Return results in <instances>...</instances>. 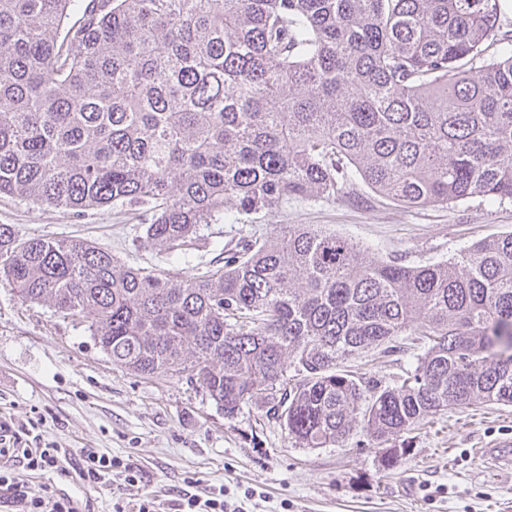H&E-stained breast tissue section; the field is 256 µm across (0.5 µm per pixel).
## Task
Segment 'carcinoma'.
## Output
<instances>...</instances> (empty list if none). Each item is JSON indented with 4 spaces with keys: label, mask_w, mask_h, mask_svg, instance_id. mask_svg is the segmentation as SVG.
Returning a JSON list of instances; mask_svg holds the SVG:
<instances>
[{
    "label": "carcinoma",
    "mask_w": 512,
    "mask_h": 512,
    "mask_svg": "<svg viewBox=\"0 0 512 512\" xmlns=\"http://www.w3.org/2000/svg\"><path fill=\"white\" fill-rule=\"evenodd\" d=\"M502 15L500 0H0V195L147 206L165 251L356 178L409 207L512 200ZM221 253L178 279L0 224V278L22 300L87 323L131 374L185 376L229 417L261 408L300 448L512 404V232L420 266L301 224ZM401 336L423 354L396 385L345 369Z\"/></svg>",
    "instance_id": "1"
}]
</instances>
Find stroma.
<instances>
[{
  "instance_id": "obj_1",
  "label": "stroma",
  "mask_w": 512,
  "mask_h": 512,
  "mask_svg": "<svg viewBox=\"0 0 512 512\" xmlns=\"http://www.w3.org/2000/svg\"><path fill=\"white\" fill-rule=\"evenodd\" d=\"M144 207L116 204L76 215L50 205L0 197V224L19 236L83 238L122 263L190 275L205 266L214 245L243 236L270 237L280 224L327 227L367 245L385 259L425 265L455 256L487 236L512 231V201L473 197L448 205L407 207L356 182L339 194L289 200L272 213L239 223L203 225L200 241L174 252L146 239ZM417 359L376 353L347 362L348 370L394 385ZM0 418L33 439L59 448H96L132 455L145 473L144 492L161 502L193 488L219 486L235 497L253 488L249 512H512V474L486 455L512 442V406H449L416 430L379 443L353 429L332 448H299L283 425L257 407L226 416L186 378H142L114 366L86 323L21 300L0 278ZM405 448L385 468L388 448ZM58 493L112 512L130 495L95 491L74 477L54 480Z\"/></svg>"
}]
</instances>
